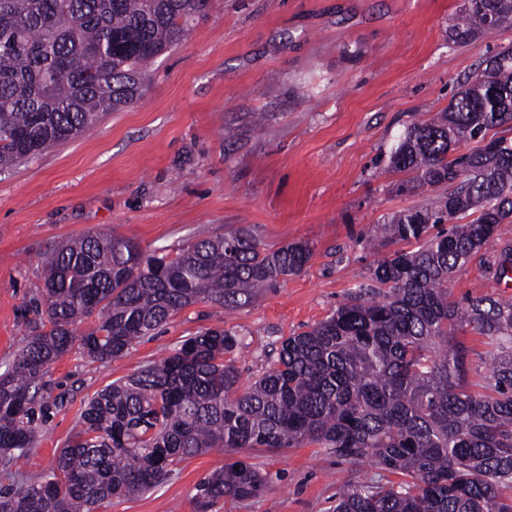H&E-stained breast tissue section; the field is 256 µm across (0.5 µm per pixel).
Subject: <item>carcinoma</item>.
<instances>
[{"label": "carcinoma", "instance_id": "obj_1", "mask_svg": "<svg viewBox=\"0 0 512 512\" xmlns=\"http://www.w3.org/2000/svg\"><path fill=\"white\" fill-rule=\"evenodd\" d=\"M210 0H0V173L88 132L142 95L144 66L184 40ZM512 27V0H464L451 37ZM512 48L486 60L448 108L410 124L391 150L399 189L441 188L437 201L371 229L396 250L327 318L283 337L269 367L244 385L224 355L244 347L209 328L94 396L57 470L0 492V512H94L148 491L188 456L219 448L309 444L370 460L397 479L352 481L333 512H512V297L448 298V282L479 257L512 279V245L489 251L512 222ZM304 243L270 251L250 228L148 254L112 234H85L49 252L43 300L50 329L0 374V463L37 436L34 404L66 353L99 361L185 308L246 307L301 273ZM92 315L95 327L73 326ZM484 349L469 357L457 340ZM266 479L227 463L194 487L197 512L259 496Z\"/></svg>", "mask_w": 512, "mask_h": 512}]
</instances>
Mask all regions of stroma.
Listing matches in <instances>:
<instances>
[{"label": "stroma", "instance_id": "1", "mask_svg": "<svg viewBox=\"0 0 512 512\" xmlns=\"http://www.w3.org/2000/svg\"><path fill=\"white\" fill-rule=\"evenodd\" d=\"M461 0H212L185 40L150 62L143 94L77 139L0 174V373L44 330L36 311L45 254L87 233L146 251L200 230L249 225L270 249L305 241V270L247 307L192 305L112 362L79 350L45 375L38 437L0 467V489L55 469L82 411L113 381L169 355L207 328L235 331L243 379L259 376L281 337L325 319L393 245L370 225L424 203L386 164L406 127L443 111L466 76L512 46V29L457 45ZM270 480L262 495L215 512H331L338 488L375 474L310 445L246 448ZM212 450L159 485L96 512H195V485L223 466Z\"/></svg>", "mask_w": 512, "mask_h": 512}]
</instances>
